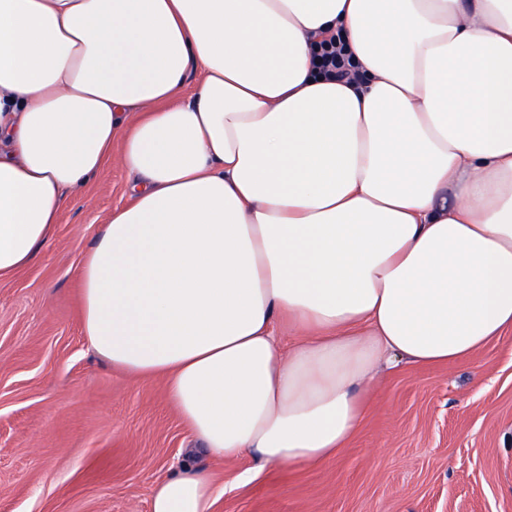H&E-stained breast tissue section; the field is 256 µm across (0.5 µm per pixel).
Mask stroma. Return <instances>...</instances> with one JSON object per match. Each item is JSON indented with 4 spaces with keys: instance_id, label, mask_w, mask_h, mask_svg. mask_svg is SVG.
Here are the masks:
<instances>
[{
    "instance_id": "obj_1",
    "label": "stroma",
    "mask_w": 512,
    "mask_h": 512,
    "mask_svg": "<svg viewBox=\"0 0 512 512\" xmlns=\"http://www.w3.org/2000/svg\"><path fill=\"white\" fill-rule=\"evenodd\" d=\"M130 173L101 170L51 242L0 281V512H151L184 458L211 475L214 512H512V333L440 367L383 370L346 448L318 467L266 468L197 452L161 380L89 351L82 256Z\"/></svg>"
}]
</instances>
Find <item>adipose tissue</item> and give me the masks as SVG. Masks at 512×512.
Returning a JSON list of instances; mask_svg holds the SVG:
<instances>
[{
    "instance_id": "1",
    "label": "adipose tissue",
    "mask_w": 512,
    "mask_h": 512,
    "mask_svg": "<svg viewBox=\"0 0 512 512\" xmlns=\"http://www.w3.org/2000/svg\"><path fill=\"white\" fill-rule=\"evenodd\" d=\"M115 159L83 334L216 460L322 465L380 364L512 332V0H0V279ZM217 499L185 463L151 512ZM315 58L320 74L336 81L351 82L350 75L352 72L354 75L357 64L341 31L319 43Z\"/></svg>"
}]
</instances>
